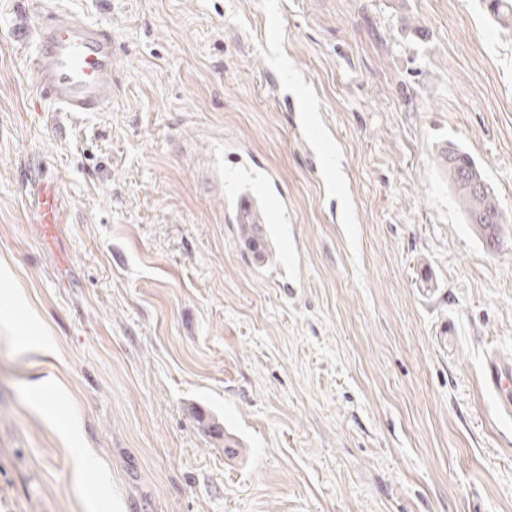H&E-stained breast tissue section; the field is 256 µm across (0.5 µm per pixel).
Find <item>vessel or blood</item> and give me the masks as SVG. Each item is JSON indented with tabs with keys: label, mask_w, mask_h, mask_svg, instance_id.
<instances>
[{
	"label": "vessel or blood",
	"mask_w": 512,
	"mask_h": 512,
	"mask_svg": "<svg viewBox=\"0 0 512 512\" xmlns=\"http://www.w3.org/2000/svg\"><path fill=\"white\" fill-rule=\"evenodd\" d=\"M37 51L33 60L36 93L55 112H102L116 95L115 49L112 34L65 7L58 8L38 24ZM233 165L224 179L225 221L238 227L242 252L261 272L287 266L288 279L282 287L297 296L307 286L299 235L288 222V201L273 194V171L254 177L246 157L236 148L225 147ZM38 221L56 230L64 214L60 190L55 181L33 183ZM483 380L501 403L504 414L512 413V364L489 356Z\"/></svg>",
	"instance_id": "b4317fda"
}]
</instances>
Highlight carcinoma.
I'll return each mask as SVG.
<instances>
[{
	"instance_id": "1",
	"label": "carcinoma",
	"mask_w": 512,
	"mask_h": 512,
	"mask_svg": "<svg viewBox=\"0 0 512 512\" xmlns=\"http://www.w3.org/2000/svg\"><path fill=\"white\" fill-rule=\"evenodd\" d=\"M486 8L493 18L502 25H512V0H485ZM439 167L448 177L458 206L467 222L484 224L488 219L496 223H505L497 195L489 190L476 194L471 190V182L478 176H484L482 169L462 149L450 142L439 155Z\"/></svg>"
}]
</instances>
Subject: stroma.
<instances>
[{
	"mask_svg": "<svg viewBox=\"0 0 512 512\" xmlns=\"http://www.w3.org/2000/svg\"><path fill=\"white\" fill-rule=\"evenodd\" d=\"M61 3L112 33L106 111L37 104ZM228 141L281 177L299 296L224 222ZM450 142L509 218L498 252L437 167ZM32 173L62 189L56 233ZM2 265L0 512H512L483 381L512 363V28L480 0H0ZM48 375L65 392L35 398Z\"/></svg>",
	"mask_w": 512,
	"mask_h": 512,
	"instance_id": "35a3bbf8",
	"label": "stroma"
}]
</instances>
